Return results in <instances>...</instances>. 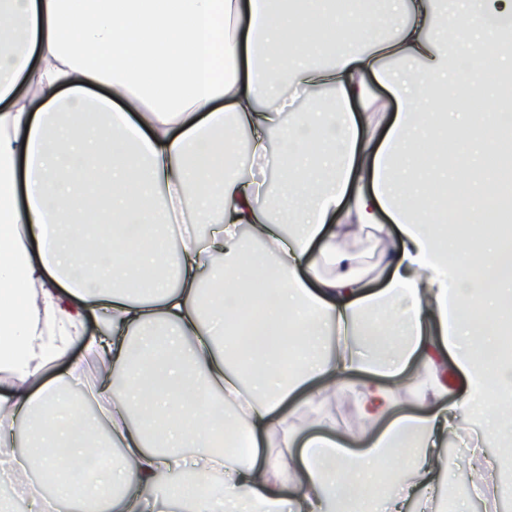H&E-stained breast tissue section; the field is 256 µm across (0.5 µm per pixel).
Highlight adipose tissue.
Listing matches in <instances>:
<instances>
[{
	"label": "adipose tissue",
	"instance_id": "adipose-tissue-1",
	"mask_svg": "<svg viewBox=\"0 0 512 512\" xmlns=\"http://www.w3.org/2000/svg\"><path fill=\"white\" fill-rule=\"evenodd\" d=\"M164 2L0 0V469L53 474L37 512H403L412 497L433 512L460 415L478 438L512 436L493 415L512 404V362L484 359L512 310V238L485 165L512 109V0H462L451 20L434 0H364L342 15L331 0ZM383 25L393 37L374 39ZM490 51L504 62L500 100L467 111L489 96ZM392 60L416 70L392 73ZM290 89L316 109L287 126ZM244 132L253 161L279 133L291 224L238 172ZM447 183L464 186L450 223L431 201ZM189 202L213 231L170 247L157 227ZM355 225L381 248L374 269L348 246ZM243 288L271 294L261 316L239 309ZM89 316L90 348L112 365L93 388L110 405L101 440L67 393L78 371L30 386ZM366 332L379 338L370 355ZM285 333L287 365L250 342ZM415 361L427 411L394 416ZM319 379L352 385L367 423L389 418L363 452L320 437L292 454L281 406ZM37 410L20 446L16 423ZM274 429L282 449L265 459L226 449ZM100 446L119 451L105 467ZM397 451L407 475L380 496Z\"/></svg>",
	"mask_w": 512,
	"mask_h": 512
}]
</instances>
